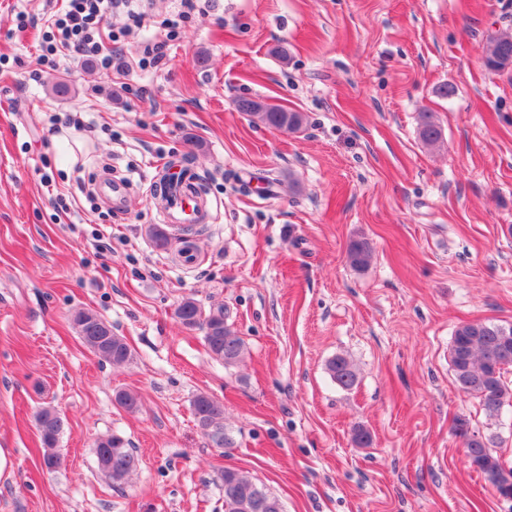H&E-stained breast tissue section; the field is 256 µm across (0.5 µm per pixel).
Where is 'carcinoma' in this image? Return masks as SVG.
Listing matches in <instances>:
<instances>
[{
	"instance_id": "cac0c4a2",
	"label": "carcinoma",
	"mask_w": 512,
	"mask_h": 512,
	"mask_svg": "<svg viewBox=\"0 0 512 512\" xmlns=\"http://www.w3.org/2000/svg\"><path fill=\"white\" fill-rule=\"evenodd\" d=\"M485 67L493 72L512 70V33L501 32L489 38L484 56ZM245 112L268 127L289 132L299 131L305 122L300 112L253 98L237 99ZM419 135L431 147L442 141L441 128L429 112L421 117ZM348 256L352 265H367L371 251L368 243L350 245ZM179 322L190 329L204 330V341L210 354L232 366L241 360L245 344L224 320V307L205 311L193 298L183 299L176 308ZM82 342L101 360L120 365L131 357L123 337L112 332V325L98 315L78 311L73 317ZM450 366L455 385L462 393L476 399L484 413L497 418L505 407L512 406V385L504 377L505 367L512 366V325L502 326L483 321L462 323L456 327L449 350ZM330 377L341 387L350 388L357 381L352 363L343 356L332 358L327 365ZM194 416L206 435L219 447L234 443L224 425V406L206 394L192 401ZM43 445V464L52 471L60 464L58 437L64 421L60 413L45 408L38 414ZM455 435L470 449L477 471L491 486H496L500 459L491 449L492 440L471 430L467 419L454 420ZM99 467L119 486L138 467V458L128 442L117 435L100 440L96 446ZM224 488V512H284L280 499L259 486L241 470L226 468L221 475Z\"/></svg>"
}]
</instances>
